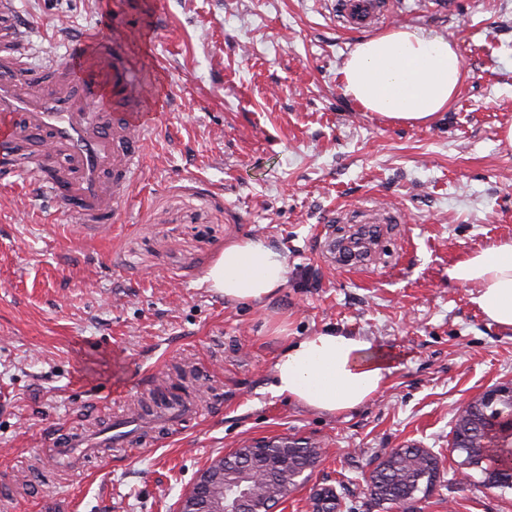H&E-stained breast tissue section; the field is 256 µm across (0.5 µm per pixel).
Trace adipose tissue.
I'll list each match as a JSON object with an SVG mask.
<instances>
[{
	"instance_id": "1",
	"label": "adipose tissue",
	"mask_w": 512,
	"mask_h": 512,
	"mask_svg": "<svg viewBox=\"0 0 512 512\" xmlns=\"http://www.w3.org/2000/svg\"><path fill=\"white\" fill-rule=\"evenodd\" d=\"M465 77L456 44L411 26L361 39L340 70L344 93L360 111L408 124H425L448 111ZM286 274L282 253L247 237L226 245L204 280L228 303L258 304L276 293ZM448 278L476 286L474 301L485 317L512 330V240L461 256ZM388 373L368 341L330 331L288 344L276 360L271 389L336 415L377 396Z\"/></svg>"
}]
</instances>
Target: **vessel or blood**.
I'll use <instances>...</instances> for the list:
<instances>
[{"label": "vessel or blood", "mask_w": 512, "mask_h": 512, "mask_svg": "<svg viewBox=\"0 0 512 512\" xmlns=\"http://www.w3.org/2000/svg\"><path fill=\"white\" fill-rule=\"evenodd\" d=\"M382 8L381 0H336L341 16L359 28L374 23ZM69 48L66 75L48 83L36 73L16 78L14 49L0 50V175L7 177L20 169L13 147L33 134H44L42 163L62 158L58 176L67 191L68 207L81 223L98 229L115 221L118 195L142 167V148L153 124L145 112H117L105 120L88 112L87 103L108 94L116 98L125 94L122 71L113 69L112 88L104 90L84 69L86 57L96 52L95 38L80 37L70 41ZM398 220L397 213L370 208L346 244L337 245L334 237L327 236L319 248L333 262L366 267L380 257L387 227ZM51 451L60 464L75 471L95 449L82 432L65 430L55 433Z\"/></svg>", "instance_id": "1"}]
</instances>
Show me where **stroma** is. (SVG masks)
Here are the masks:
<instances>
[{"label": "stroma", "mask_w": 512, "mask_h": 512, "mask_svg": "<svg viewBox=\"0 0 512 512\" xmlns=\"http://www.w3.org/2000/svg\"><path fill=\"white\" fill-rule=\"evenodd\" d=\"M30 70L68 60L71 35L108 46L155 129L140 176L99 233L59 209L36 173L0 178V477L10 512H179L199 474L262 439L305 438L322 457L276 512H312L313 487L368 504L371 461L415 443L444 461L417 512H512V491L462 478L448 449L459 409L512 382V332L448 280L468 252L512 238V0H390L346 30L332 0H16ZM456 43L466 79L430 124H394L344 96L354 44L398 26ZM401 224L373 269L330 265L319 236L364 207ZM252 236L285 255L262 305H234L204 276ZM287 319L288 334L272 329ZM333 330L391 354L370 402L323 414L270 389L287 340ZM194 373L182 387L177 370ZM198 408L180 424L55 469L54 431L110 422L156 389Z\"/></svg>", "instance_id": "35a3bbf8"}]
</instances>
